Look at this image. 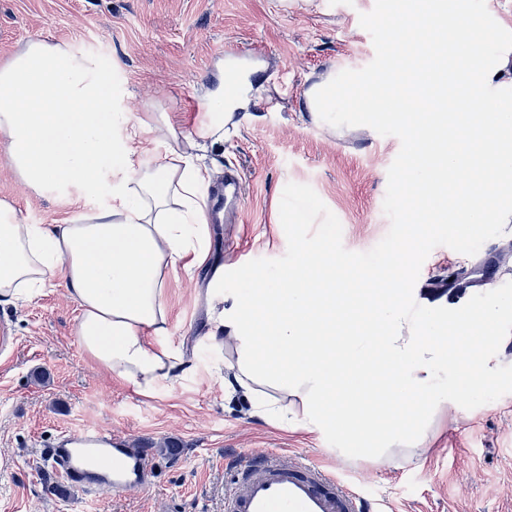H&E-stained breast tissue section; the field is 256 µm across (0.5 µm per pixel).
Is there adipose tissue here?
I'll return each instance as SVG.
<instances>
[{"label":"adipose tissue","instance_id":"ef3b65f1","mask_svg":"<svg viewBox=\"0 0 512 512\" xmlns=\"http://www.w3.org/2000/svg\"><path fill=\"white\" fill-rule=\"evenodd\" d=\"M405 46L385 103L372 78L324 75L307 95L316 118L350 98L368 126L392 118L412 133L403 205L429 224L475 230L504 221L512 199V30L493 27L474 40L459 0H400ZM448 16L441 27L438 16ZM112 79L94 58L65 44L28 42L0 63V139L30 188L76 184L97 192L114 169L110 205L67 223H21L0 201V305L42 293L61 279L78 305L83 350L110 375L148 396L189 360L173 345L164 272L208 259L196 202L207 168L172 148L179 124L166 112L126 122ZM208 120L197 147L224 138L225 126L251 121L235 75L207 93ZM156 152L153 167L144 156ZM423 239L411 233L373 273L352 282L348 261L331 244L298 245L275 275L240 270L245 288L207 293L204 342L232 344L222 384L226 397L249 401L276 426L285 393L300 402L301 425L336 437L341 455L384 456L392 441L420 433L445 405L505 385L491 350L512 302L490 295L452 317L411 311L405 281Z\"/></svg>","mask_w":512,"mask_h":512}]
</instances>
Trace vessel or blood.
Returning <instances> with one entry per match:
<instances>
[{"mask_svg": "<svg viewBox=\"0 0 512 512\" xmlns=\"http://www.w3.org/2000/svg\"><path fill=\"white\" fill-rule=\"evenodd\" d=\"M45 455L66 484L89 493L121 494L141 485L152 471L151 449L133 448L110 431L93 428L61 434ZM363 498L320 466L286 463L266 451L232 475L224 512H364Z\"/></svg>", "mask_w": 512, "mask_h": 512, "instance_id": "obj_1", "label": "vessel or blood"}]
</instances>
